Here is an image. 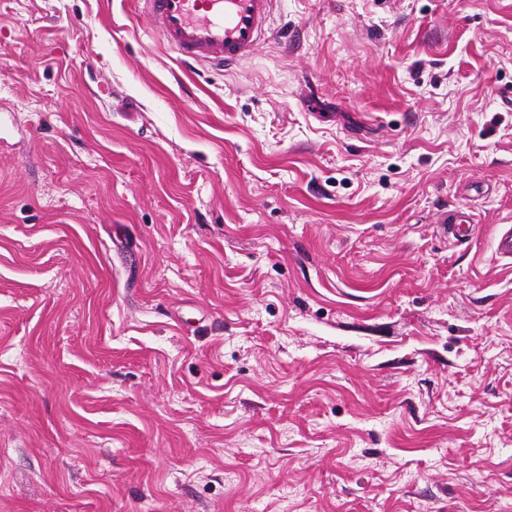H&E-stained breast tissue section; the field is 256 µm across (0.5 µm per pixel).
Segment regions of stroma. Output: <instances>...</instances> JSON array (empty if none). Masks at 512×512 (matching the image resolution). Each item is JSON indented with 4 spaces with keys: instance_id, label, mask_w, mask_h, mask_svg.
<instances>
[{
    "instance_id": "35a3bbf8",
    "label": "stroma",
    "mask_w": 512,
    "mask_h": 512,
    "mask_svg": "<svg viewBox=\"0 0 512 512\" xmlns=\"http://www.w3.org/2000/svg\"><path fill=\"white\" fill-rule=\"evenodd\" d=\"M506 224L512 0H0V512H512ZM275 0H139L163 42L187 63L232 65L266 35Z\"/></svg>"
}]
</instances>
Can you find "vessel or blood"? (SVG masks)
Here are the masks:
<instances>
[{
  "label": "vessel or blood",
  "mask_w": 512,
  "mask_h": 512,
  "mask_svg": "<svg viewBox=\"0 0 512 512\" xmlns=\"http://www.w3.org/2000/svg\"><path fill=\"white\" fill-rule=\"evenodd\" d=\"M163 42L187 63L232 65L266 35L275 0H139Z\"/></svg>",
  "instance_id": "obj_1"
}]
</instances>
